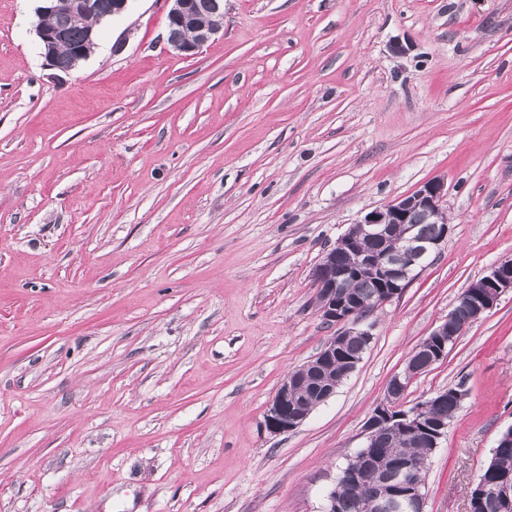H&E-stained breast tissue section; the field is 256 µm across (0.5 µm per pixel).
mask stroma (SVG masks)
<instances>
[{
	"mask_svg": "<svg viewBox=\"0 0 512 512\" xmlns=\"http://www.w3.org/2000/svg\"><path fill=\"white\" fill-rule=\"evenodd\" d=\"M0 0V512H322L389 379L512 255V0H224L197 55L133 0L66 74ZM443 180L448 242L296 430L264 415L340 329L312 270ZM467 396L426 512L512 428V291L415 377Z\"/></svg>",
	"mask_w": 512,
	"mask_h": 512,
	"instance_id": "obj_1",
	"label": "stroma"
}]
</instances>
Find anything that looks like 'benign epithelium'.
I'll return each instance as SVG.
<instances>
[{
	"mask_svg": "<svg viewBox=\"0 0 512 512\" xmlns=\"http://www.w3.org/2000/svg\"><path fill=\"white\" fill-rule=\"evenodd\" d=\"M132 0H71L69 10L58 21L37 25V35L47 64L55 70L69 73L91 55L95 46L94 27L85 30L84 42L69 51L68 58L60 56V48L67 43L69 29L89 16L98 20L119 17L126 13ZM167 41L170 48L183 57L195 56L203 46L224 30V0H168ZM446 195L444 182L428 180L412 193L394 198L367 212L335 245L326 250L312 270V279L320 302L318 314L328 325L343 324L344 335L357 333L366 341L373 339L374 324L369 322L373 311L365 310L356 297L347 291L354 274L368 269L379 275L383 282L376 307L399 297L411 281L428 265L429 259L448 243L449 225L442 203ZM422 224H440L441 233L432 238L418 235L415 221ZM402 231L403 246H389L394 229ZM374 241L379 247L368 251L364 241ZM346 256L349 264H339ZM479 292L465 302L456 304L448 316L430 333L432 349L427 363L412 365L405 362L403 369L394 374L386 387L385 401L377 406L365 424L364 445L357 454L361 457L378 447L394 431L402 430L421 440L430 448L448 432V423L432 424L428 413L439 409L448 400V391H437L408 409L396 406L410 381L426 372L448 355V345L455 342L473 324L478 322L498 303L501 295L512 291V256L498 262L481 281L472 284ZM336 365V338L304 364L294 368L283 380L272 397L264 417L265 429L272 434L292 431L304 423L311 410L297 400L296 389L312 384L326 401L336 393V382L316 377L320 369ZM427 475L415 469L413 463L401 458L393 466V477L378 479L361 466H345L336 483L373 482L378 487L377 512H425ZM475 507L484 510L491 505L496 512H512V481L487 473L475 484Z\"/></svg>",
	"mask_w": 512,
	"mask_h": 512,
	"instance_id": "1",
	"label": "benign epithelium"
}]
</instances>
